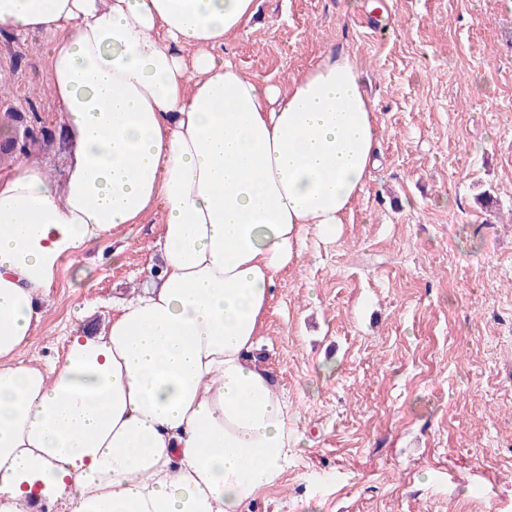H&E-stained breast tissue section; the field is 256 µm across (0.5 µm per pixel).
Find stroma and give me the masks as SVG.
<instances>
[{
    "instance_id": "35a3bbf8",
    "label": "stroma",
    "mask_w": 512,
    "mask_h": 512,
    "mask_svg": "<svg viewBox=\"0 0 512 512\" xmlns=\"http://www.w3.org/2000/svg\"><path fill=\"white\" fill-rule=\"evenodd\" d=\"M378 2L256 0L220 51L285 84L345 50L379 125L335 239L305 225L274 277L256 356L301 442L251 512H512V0ZM41 42L0 33V113L55 126ZM159 220L63 263L25 359L60 362L148 282Z\"/></svg>"
}]
</instances>
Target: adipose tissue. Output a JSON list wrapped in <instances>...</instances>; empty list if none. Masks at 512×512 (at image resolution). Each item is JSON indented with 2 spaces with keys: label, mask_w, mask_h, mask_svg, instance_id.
Here are the masks:
<instances>
[{
  "label": "adipose tissue",
  "mask_w": 512,
  "mask_h": 512,
  "mask_svg": "<svg viewBox=\"0 0 512 512\" xmlns=\"http://www.w3.org/2000/svg\"><path fill=\"white\" fill-rule=\"evenodd\" d=\"M255 0H0L44 40L61 178L0 173V512H250L300 441L253 352L303 225L336 234L378 143L355 58L288 85L214 50ZM162 207L161 263L61 362L22 354L64 260Z\"/></svg>",
  "instance_id": "adipose-tissue-1"
}]
</instances>
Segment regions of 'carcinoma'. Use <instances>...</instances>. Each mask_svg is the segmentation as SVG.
<instances>
[{
	"label": "carcinoma",
	"instance_id": "obj_1",
	"mask_svg": "<svg viewBox=\"0 0 512 512\" xmlns=\"http://www.w3.org/2000/svg\"><path fill=\"white\" fill-rule=\"evenodd\" d=\"M4 117L10 133L7 137L0 138V162L22 159L36 145L48 148L61 142L57 128L48 125L33 104L28 105L26 112L13 109L4 113Z\"/></svg>",
	"mask_w": 512,
	"mask_h": 512
}]
</instances>
